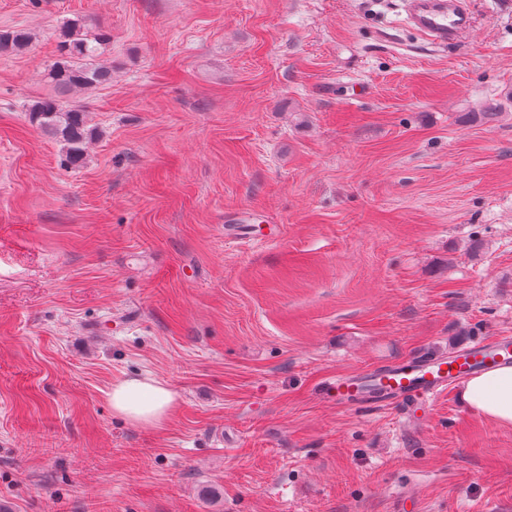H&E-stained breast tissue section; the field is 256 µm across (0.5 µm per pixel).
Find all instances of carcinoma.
Instances as JSON below:
<instances>
[{
    "instance_id": "carcinoma-1",
    "label": "carcinoma",
    "mask_w": 512,
    "mask_h": 512,
    "mask_svg": "<svg viewBox=\"0 0 512 512\" xmlns=\"http://www.w3.org/2000/svg\"><path fill=\"white\" fill-rule=\"evenodd\" d=\"M30 33L6 30L0 33V53L8 54L26 47ZM109 36L103 31L90 32L78 20L60 27V58L48 70L52 82L62 90H82L100 85L110 78V72L100 63L101 50ZM29 119L50 132L63 145L71 163L82 160L87 141L92 136L87 114L82 106L57 97L31 100L26 105Z\"/></svg>"
}]
</instances>
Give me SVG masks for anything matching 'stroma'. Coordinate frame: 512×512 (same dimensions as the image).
Here are the masks:
<instances>
[{
	"label": "stroma",
	"instance_id": "stroma-1",
	"mask_svg": "<svg viewBox=\"0 0 512 512\" xmlns=\"http://www.w3.org/2000/svg\"><path fill=\"white\" fill-rule=\"evenodd\" d=\"M400 0H0L6 512H512V428L341 375L512 336V0L439 48ZM110 40L80 163L25 110ZM178 396L146 428L113 382ZM59 39L60 58L48 70L58 88L82 90L109 80V70L100 63L101 50L109 40L107 33H92L79 20H72L60 27ZM31 40L30 33L22 30H6L0 33V53L8 54L26 47ZM108 399L115 414L147 428L166 423L177 405L174 391L150 376L123 377L114 381Z\"/></svg>",
	"mask_w": 512,
	"mask_h": 512
}]
</instances>
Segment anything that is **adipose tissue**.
Listing matches in <instances>:
<instances>
[{"mask_svg":"<svg viewBox=\"0 0 512 512\" xmlns=\"http://www.w3.org/2000/svg\"><path fill=\"white\" fill-rule=\"evenodd\" d=\"M462 397L473 413L512 427V366L471 378L463 386ZM108 399L115 414L147 428L166 423L177 405L174 391L150 376L114 381Z\"/></svg>","mask_w":512,"mask_h":512,"instance_id":"obj_1","label":"adipose tissue"}]
</instances>
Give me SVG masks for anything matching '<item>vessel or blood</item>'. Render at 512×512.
Returning <instances> with one entry per match:
<instances>
[{"label":"vessel or blood","instance_id":"1","mask_svg":"<svg viewBox=\"0 0 512 512\" xmlns=\"http://www.w3.org/2000/svg\"><path fill=\"white\" fill-rule=\"evenodd\" d=\"M406 21L431 44L464 42L474 26L471 0H405ZM512 364V338L469 343L448 355H428L402 361L380 373L381 391H364L358 376H340L331 390L354 405L409 402L415 422L424 421L431 401L471 375Z\"/></svg>","mask_w":512,"mask_h":512}]
</instances>
